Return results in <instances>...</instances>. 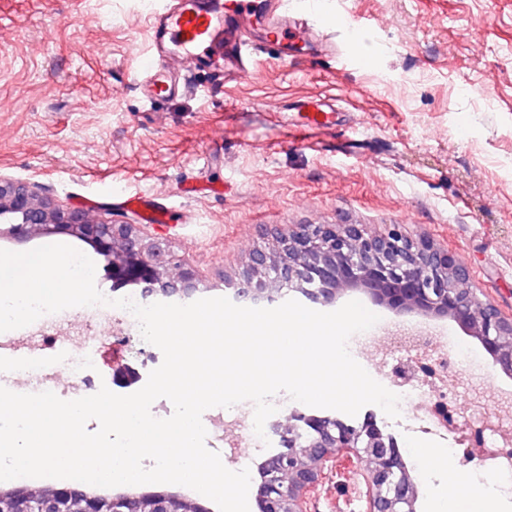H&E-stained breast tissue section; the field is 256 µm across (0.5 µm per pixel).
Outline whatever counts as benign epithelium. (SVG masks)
Returning <instances> with one entry per match:
<instances>
[{
  "label": "benign epithelium",
  "instance_id": "obj_1",
  "mask_svg": "<svg viewBox=\"0 0 512 512\" xmlns=\"http://www.w3.org/2000/svg\"><path fill=\"white\" fill-rule=\"evenodd\" d=\"M64 234L100 246L112 267L143 271L144 296L186 299L201 279L169 241L143 224L92 218L67 208L34 181L0 173V237L25 241ZM247 264L224 285L239 297L268 298L301 293L319 305L363 291L374 301L403 312L448 317L481 342L493 368L512 376V316L474 287L468 268L427 238L414 240L400 224L371 231L364 224H290L266 232ZM419 364L410 357L393 368L407 381ZM278 431L281 450L257 466L256 512H315L311 492L324 476L351 470L362 484L344 494L363 503L361 512H416L417 485L394 439L372 417L358 425L331 416L293 414ZM0 512H211L175 492L124 490L110 495L81 487L44 493L26 488L0 492Z\"/></svg>",
  "mask_w": 512,
  "mask_h": 512
}]
</instances>
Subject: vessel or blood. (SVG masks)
<instances>
[{
  "instance_id": "vessel-or-blood-1",
  "label": "vessel or blood",
  "mask_w": 512,
  "mask_h": 512,
  "mask_svg": "<svg viewBox=\"0 0 512 512\" xmlns=\"http://www.w3.org/2000/svg\"><path fill=\"white\" fill-rule=\"evenodd\" d=\"M322 0H308L303 12H288L284 0H153L151 44L138 60L141 86L154 102L183 92L185 84L165 67L182 56L214 64V81L234 83L248 75L256 53L294 58V40L317 43L322 56L336 58V42L318 25ZM293 125L304 139L321 138L336 126L334 109L323 101L300 99Z\"/></svg>"
}]
</instances>
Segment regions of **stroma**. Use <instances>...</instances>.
I'll list each match as a JSON object with an SVG mask.
<instances>
[{"instance_id": "obj_1", "label": "stroma", "mask_w": 512, "mask_h": 512, "mask_svg": "<svg viewBox=\"0 0 512 512\" xmlns=\"http://www.w3.org/2000/svg\"><path fill=\"white\" fill-rule=\"evenodd\" d=\"M150 0H0V172L31 179L67 207L140 223L120 194H147L174 207L153 231L172 241L203 278L202 297L224 295L265 229L289 224L404 225L470 270L474 285L512 314V0H326L325 10L365 23L358 42L337 36L347 64L260 54L254 75L231 87L195 72L197 93L159 105L136 88L135 62L149 44ZM370 50L360 67L352 58ZM298 97L335 99L336 130L320 151L297 145L277 107ZM62 243L95 264L97 288L142 290L137 276L114 272L105 256L76 238L0 239L15 252ZM380 326L359 337L354 358L382 385L387 354L403 357L426 333L436 348L461 346L454 388L456 426L433 431L421 407L378 418L407 466L435 456L418 483L417 512L446 498L448 474L481 478L494 462L470 460L465 433L485 412L512 426V377L495 371L481 343L451 319L400 314L355 293ZM100 327L70 309L38 322L55 342L57 364L96 345ZM163 354L112 344L97 382L71 389L77 399L100 386L119 395L142 388ZM455 455H445L447 447Z\"/></svg>"}]
</instances>
